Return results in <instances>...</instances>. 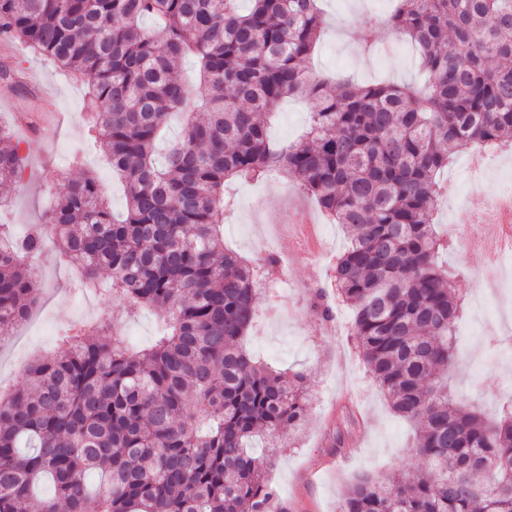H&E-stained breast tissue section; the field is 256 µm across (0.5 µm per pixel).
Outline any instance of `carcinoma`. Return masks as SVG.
I'll use <instances>...</instances> for the list:
<instances>
[{
	"mask_svg": "<svg viewBox=\"0 0 512 512\" xmlns=\"http://www.w3.org/2000/svg\"><path fill=\"white\" fill-rule=\"evenodd\" d=\"M240 2L0 0V80L32 92L16 43L83 80L88 132L126 195L117 218L88 173L45 215L82 284L107 274L121 308L66 327L62 350L0 396V512H288L252 449L301 427L305 376L285 380L246 348L256 284L278 260L224 249L221 224L225 181L270 171L349 230L336 298L425 462L400 479L355 474L340 512H512V404L490 419L454 397L461 270L438 263L448 240L434 231L437 176L454 155L512 140V0H399L386 25L418 48L422 85L316 76L302 62L324 25L317 0ZM186 57L196 86L175 73ZM287 95L311 101V124L301 143L272 145L266 118ZM172 112L181 136L159 164ZM13 139L0 125V184L22 180ZM43 250L41 229L0 225L1 336L42 298L31 261ZM142 308L163 325L135 350L116 322Z\"/></svg>",
	"mask_w": 512,
	"mask_h": 512,
	"instance_id": "carcinoma-1",
	"label": "carcinoma"
}]
</instances>
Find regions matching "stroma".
I'll return each mask as SVG.
<instances>
[{"mask_svg": "<svg viewBox=\"0 0 512 512\" xmlns=\"http://www.w3.org/2000/svg\"><path fill=\"white\" fill-rule=\"evenodd\" d=\"M320 0L327 25L317 50L304 67L316 75L354 76L359 82L412 83L421 75L420 59L412 44L387 26H380L375 50L364 53L356 47L350 30L359 16L385 18L397 0ZM25 59L30 80L51 92L19 102L13 87L0 82V124L12 127L26 159L20 185L0 187V222L25 232L42 221L67 179L79 171L93 174L100 182L114 214L125 210L121 183L112 167L87 135L82 111L86 87L65 73L44 65L37 57ZM310 124V105L301 98L282 100L267 120V135L276 145L301 140ZM471 173L465 155H457L441 175L444 204L436 215L438 229L451 235L456 224H468L472 215L465 202V179ZM225 193L234 207L224 214V246L249 260L277 252L273 228L308 217L320 218L319 207L294 179L275 176L261 182H227ZM450 266L463 270L457 282L468 308L456 326L457 359L449 374L461 405L493 413L512 400V358L500 346L490 344L475 322L473 304L482 293L493 295L491 313L502 335L512 336V280L489 288L480 279L488 260L477 248L453 243L448 252ZM42 272L41 305L31 318L11 329L0 344V380L14 386L24 379L18 366L21 354L51 355L58 350L60 329L77 315L98 322L108 321L118 305L92 290L84 309L74 301L80 285L76 267L47 247L35 260ZM318 259L302 257L288 266L287 279L263 282L259 292L277 290L282 314L271 318L260 314L247 338V346L262 362L291 376L306 377L309 407L302 434L293 446L269 449L272 465L267 473L289 512H338L351 477L363 470L404 476L420 467L411 438L413 427L396 416L383 393L374 386L354 353L348 338L351 310L336 305L335 331L313 307ZM355 404L356 421L349 426L344 446L336 444V425L347 404Z\"/></svg>", "mask_w": 512, "mask_h": 512, "instance_id": "stroma-1", "label": "stroma"}]
</instances>
